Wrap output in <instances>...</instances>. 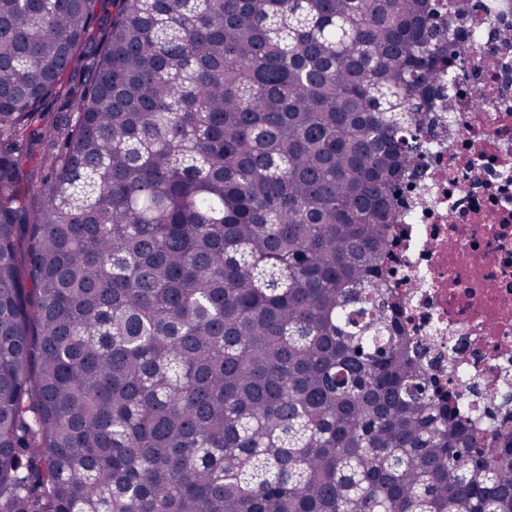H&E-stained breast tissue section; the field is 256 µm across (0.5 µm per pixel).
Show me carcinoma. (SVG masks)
I'll return each instance as SVG.
<instances>
[{"instance_id":"carcinoma-1","label":"carcinoma","mask_w":512,"mask_h":512,"mask_svg":"<svg viewBox=\"0 0 512 512\" xmlns=\"http://www.w3.org/2000/svg\"><path fill=\"white\" fill-rule=\"evenodd\" d=\"M454 5L0 0V512H512L374 277Z\"/></svg>"}]
</instances>
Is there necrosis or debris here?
Listing matches in <instances>:
<instances>
[{
	"label": "necrosis or debris",
	"instance_id": "1",
	"mask_svg": "<svg viewBox=\"0 0 512 512\" xmlns=\"http://www.w3.org/2000/svg\"><path fill=\"white\" fill-rule=\"evenodd\" d=\"M462 2L446 35L455 88L422 116L383 283L426 371L495 448L512 432V0Z\"/></svg>",
	"mask_w": 512,
	"mask_h": 512
}]
</instances>
